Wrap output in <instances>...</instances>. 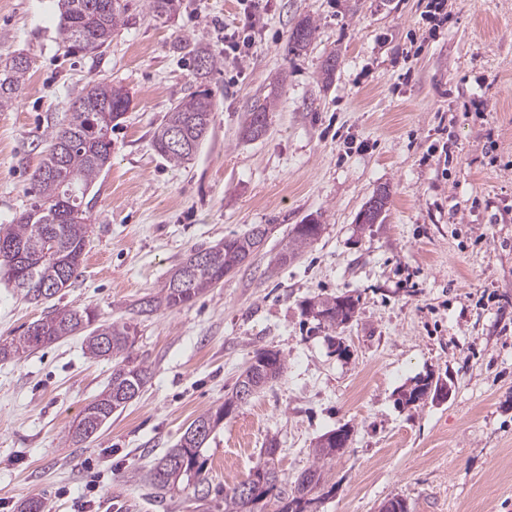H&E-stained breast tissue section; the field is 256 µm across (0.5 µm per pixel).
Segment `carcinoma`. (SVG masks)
Returning <instances> with one entry per match:
<instances>
[{"label":"carcinoma","instance_id":"carcinoma-1","mask_svg":"<svg viewBox=\"0 0 512 512\" xmlns=\"http://www.w3.org/2000/svg\"><path fill=\"white\" fill-rule=\"evenodd\" d=\"M61 16L63 40L77 51H99L112 42V35L123 24L124 0H56ZM316 27L307 19L300 20L292 29L290 43L293 48H306L313 40ZM195 59H203L206 67L196 70V75L205 79L217 67L218 60L208 50H195ZM29 65L12 58L0 70V108L13 104L19 90L26 81ZM130 106L128 94L114 93V86L105 81H92L69 106L68 124L49 133L43 150V159L35 171L34 188L39 194L29 210L22 213L15 223L0 229V269L14 287L26 281L21 290L24 298L36 303L47 301L72 285L82 264L88 233L86 211L83 208L95 179L111 162L112 142L105 130L113 127ZM214 101L208 90H202L188 99L177 102L167 112L155 130L152 146L164 159L180 164L192 154L168 148L167 134L173 129H182L189 139L201 145L212 121ZM267 115V107L258 106L249 113L243 127V137L253 141L261 137L254 126L255 116ZM317 238L315 230H292L283 248L281 260L286 261L310 245ZM263 241L248 231L230 239V244L219 243L208 248L209 263L198 269L186 288H177L174 278H169L160 292L147 301V306L156 310L173 309L194 300L243 264L247 253L258 249ZM33 250L37 254L39 267L33 272L14 263L21 251ZM49 281L56 284L54 291L40 288ZM310 310L330 315L325 321L329 327H338L352 320L356 310L355 301L345 295L307 302ZM97 314L87 308L73 306L54 310L45 318L35 322L36 328L27 329L22 335L0 344V361L20 360L24 356L79 332H87L85 349L92 358L113 361L112 377L106 388L94 401L87 404L80 419L70 432L74 446L84 443L97 428L112 419V414L121 411L130 402L131 388L141 391L147 382L148 369L140 365H129L126 353L132 345L130 328L125 324L97 323ZM232 403L227 398L224 405L200 414L184 431L179 442L140 475L139 480L149 487L153 497L163 502L174 498L185 487H193L194 494L206 502L210 489L205 477L208 457L204 447L210 435L200 439H188L189 433L198 427L208 426L216 430L224 420V407ZM278 451L277 441L272 439L264 450V459L255 467V476L261 485L260 492L250 499L236 494V487L224 489V512H303L302 501L308 494L321 499L325 495V462L332 459L340 449L326 448L319 444L312 450L314 463L302 472L293 485L283 482L277 468H267L272 455Z\"/></svg>","mask_w":512,"mask_h":512}]
</instances>
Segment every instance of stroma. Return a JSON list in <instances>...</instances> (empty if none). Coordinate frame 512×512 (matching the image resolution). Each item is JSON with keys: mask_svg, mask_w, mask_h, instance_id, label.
Here are the masks:
<instances>
[{"mask_svg": "<svg viewBox=\"0 0 512 512\" xmlns=\"http://www.w3.org/2000/svg\"><path fill=\"white\" fill-rule=\"evenodd\" d=\"M269 0L249 55L242 0H181L157 17L127 0L101 52H72L54 0H0V62L30 61L19 98L0 109V227L28 210L52 128L88 82L123 87L130 107L113 130L110 166L84 203L88 242L70 288L31 302L0 275V340L57 308H94L130 325L139 395L81 447L68 432L112 376L82 335L0 362V512L29 497L50 512H196L192 490L157 503L135 475L202 412L230 397L257 351L286 360L276 381L235 408L211 437V490L245 479L269 440L294 481L312 449L343 428L344 453L324 468L334 492L320 512H512V0ZM316 26L293 49L298 20ZM219 65L197 79L195 49ZM332 75H325L328 59ZM216 103L196 154L175 165L151 147L180 99ZM268 108L266 133L243 139ZM388 188L383 223L357 216ZM319 237L280 261L292 228ZM268 230L259 250L191 303L148 311L192 250ZM358 300L331 329L307 301ZM446 380V401L399 405L418 379Z\"/></svg>", "mask_w": 512, "mask_h": 512, "instance_id": "stroma-1", "label": "stroma"}]
</instances>
